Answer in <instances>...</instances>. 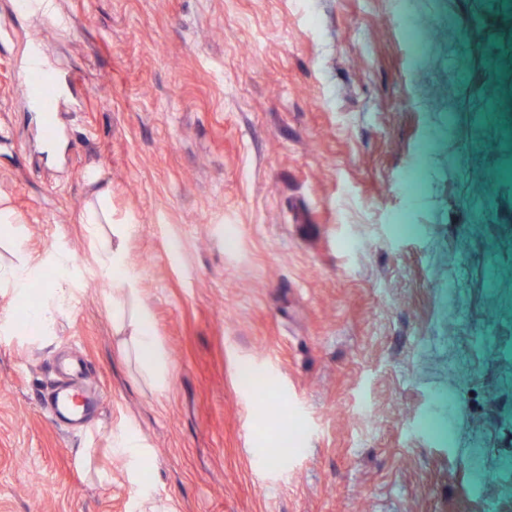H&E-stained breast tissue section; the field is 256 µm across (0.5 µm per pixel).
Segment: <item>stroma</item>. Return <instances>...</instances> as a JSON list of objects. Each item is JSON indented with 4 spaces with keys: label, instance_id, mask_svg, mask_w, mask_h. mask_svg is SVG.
Here are the masks:
<instances>
[{
    "label": "stroma",
    "instance_id": "35a3bbf8",
    "mask_svg": "<svg viewBox=\"0 0 512 512\" xmlns=\"http://www.w3.org/2000/svg\"><path fill=\"white\" fill-rule=\"evenodd\" d=\"M59 7L0 0V267L74 263L46 336L0 281V512H139L128 429L168 512H512V0ZM35 40L73 82L52 150ZM103 187L161 390L92 259ZM22 2L29 11L46 24L55 26L59 22L55 0H23ZM133 336V350L139 365L153 376L159 387L163 386L168 374V363L158 345L152 318L146 311L137 315ZM147 447L135 431L126 430L120 434L118 442L113 444L112 450L113 454L119 457H126L128 462L133 464L142 460L144 462V458L147 456L144 448Z\"/></svg>",
    "mask_w": 512,
    "mask_h": 512
}]
</instances>
